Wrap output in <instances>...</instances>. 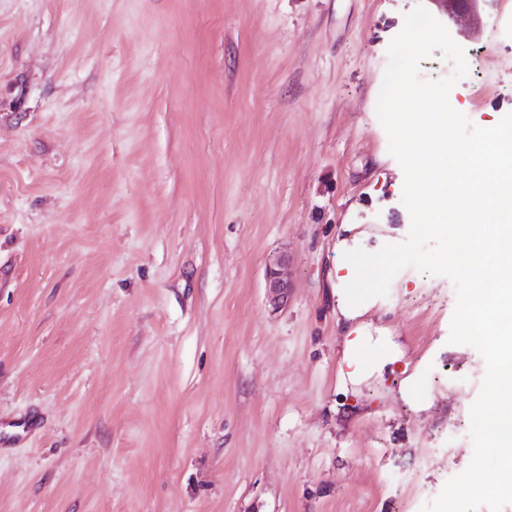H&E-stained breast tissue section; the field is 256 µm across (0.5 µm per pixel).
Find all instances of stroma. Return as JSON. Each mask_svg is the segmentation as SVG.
I'll use <instances>...</instances> for the list:
<instances>
[{
    "label": "stroma",
    "instance_id": "35a3bbf8",
    "mask_svg": "<svg viewBox=\"0 0 512 512\" xmlns=\"http://www.w3.org/2000/svg\"><path fill=\"white\" fill-rule=\"evenodd\" d=\"M419 3L452 108L512 113V0H0V512H421L468 468L452 281L337 308L410 229L377 104ZM357 335L398 358L354 383ZM286 262L285 257L279 258L266 270L269 301L276 308L288 303V288L290 287L281 273V268Z\"/></svg>",
    "mask_w": 512,
    "mask_h": 512
}]
</instances>
